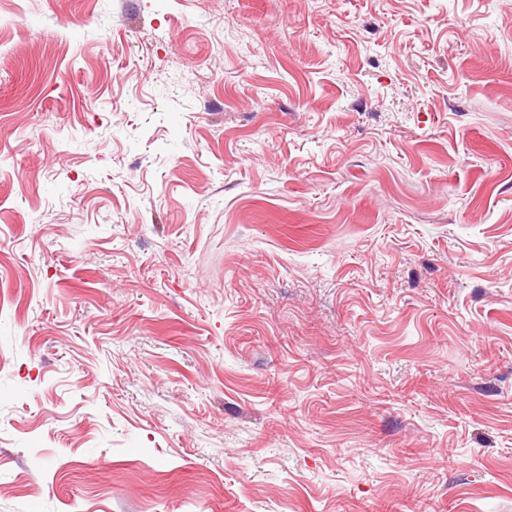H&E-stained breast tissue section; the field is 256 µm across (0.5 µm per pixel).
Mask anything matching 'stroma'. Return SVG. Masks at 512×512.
<instances>
[{
    "label": "stroma",
    "mask_w": 512,
    "mask_h": 512,
    "mask_svg": "<svg viewBox=\"0 0 512 512\" xmlns=\"http://www.w3.org/2000/svg\"><path fill=\"white\" fill-rule=\"evenodd\" d=\"M0 17V512H512V0Z\"/></svg>",
    "instance_id": "1"
}]
</instances>
